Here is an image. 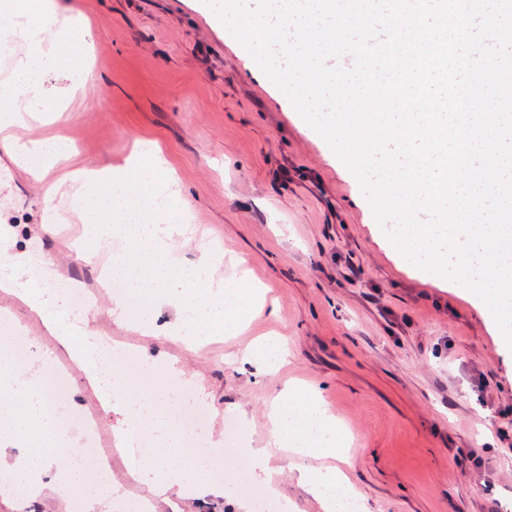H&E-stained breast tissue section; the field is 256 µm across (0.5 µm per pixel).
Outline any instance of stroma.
Instances as JSON below:
<instances>
[{"instance_id": "1", "label": "stroma", "mask_w": 512, "mask_h": 512, "mask_svg": "<svg viewBox=\"0 0 512 512\" xmlns=\"http://www.w3.org/2000/svg\"><path fill=\"white\" fill-rule=\"evenodd\" d=\"M80 68L42 76L52 121L0 129V230L11 229L35 277L57 285L75 322L111 337L139 362L165 365L166 382L189 385L203 433L222 447L228 423L242 448L266 438L268 404L290 382L315 390L341 432L342 466L369 512H512V349L471 291L423 273L378 230L357 178L299 116L202 0H49ZM64 135L73 154L40 181L4 145ZM159 146L177 177L196 233L166 242L194 264L207 241L221 247L217 278L245 281L263 296L248 321L194 349L166 335L126 329L98 265L127 268L122 242L88 240L79 216L46 224L44 183L59 187L54 211L77 194L64 173L124 166L142 143ZM98 265L77 260V243ZM92 294L77 304L73 289ZM33 338L41 367L47 334L12 295L0 292V322ZM274 332L288 356L260 377L243 345ZM300 459L284 463L274 512H321L299 483ZM112 456V484L94 512L134 504L143 474ZM221 496L171 497L156 512H237L250 499L235 474H217Z\"/></svg>"}]
</instances>
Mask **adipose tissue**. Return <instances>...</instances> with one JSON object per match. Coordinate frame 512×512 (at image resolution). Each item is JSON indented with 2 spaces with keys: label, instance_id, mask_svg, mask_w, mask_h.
Wrapping results in <instances>:
<instances>
[{
  "label": "adipose tissue",
  "instance_id": "1",
  "mask_svg": "<svg viewBox=\"0 0 512 512\" xmlns=\"http://www.w3.org/2000/svg\"><path fill=\"white\" fill-rule=\"evenodd\" d=\"M54 17L47 11L45 0H19L11 23L0 31V41L22 42L27 53L17 59L9 81L0 88L7 106L0 108V125L7 127L18 120L19 111L35 112L46 101L41 77L45 70L58 64H77L79 55L72 41L51 35ZM0 288L16 296L30 313L58 336L75 365L85 371L89 386L100 399L111 401L122 420L119 437H126L131 426L150 423L163 447H179L181 437L164 417L166 398L157 391L160 379L145 373L142 383L117 377L111 368L96 372L89 362L93 347L87 335H77L69 328L68 313L63 306L49 303V291L36 278L28 276L24 258H16L11 275L0 278ZM39 373L12 374L8 398H0V417L12 421L17 438L24 440L32 452L22 461L14 460L9 441L0 442V492L22 501L41 495L60 498L67 512H92L99 495L89 487L81 474L75 448L66 451L67 464L56 481L44 484L35 474L45 469L58 451V440L52 439L51 424L41 413V399L32 387ZM340 435L318 396L292 388L283 389L270 404L269 435L249 455L255 475L271 493H278L281 463L287 456L313 457L339 453ZM300 479L319 502L322 512H336V492L347 488L346 476L337 469L302 468ZM223 484L211 479L201 462H193L184 470H168L149 480L143 503L177 494L191 498L201 494L220 495Z\"/></svg>",
  "mask_w": 512,
  "mask_h": 512
}]
</instances>
